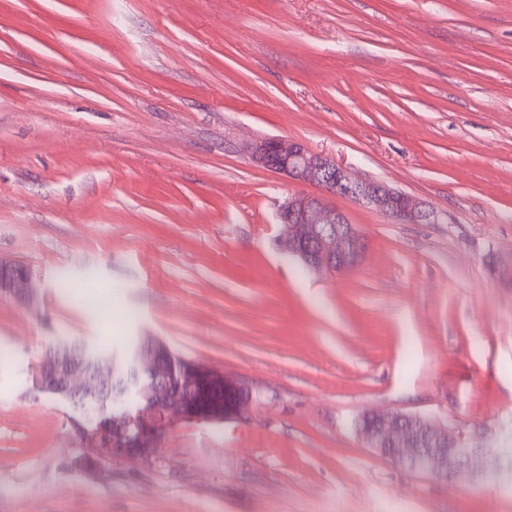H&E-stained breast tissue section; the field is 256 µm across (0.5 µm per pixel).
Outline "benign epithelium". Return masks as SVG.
Instances as JSON below:
<instances>
[{
	"label": "benign epithelium",
	"instance_id": "7a95c632",
	"mask_svg": "<svg viewBox=\"0 0 512 512\" xmlns=\"http://www.w3.org/2000/svg\"><path fill=\"white\" fill-rule=\"evenodd\" d=\"M254 164L297 185H313L316 194H295L278 210V248L306 266L336 272L357 267L367 242L344 211L330 198L351 201L404 224H437L439 215L426 203L374 180L353 177L328 156L313 153L286 138L245 146ZM27 267L0 262V298L30 307L35 303ZM133 372L137 420L114 406L109 396L115 380ZM174 354L160 341H138L123 353L88 348L86 353L52 348L33 376L37 389L66 401L78 411L77 433L111 455L146 457L158 448V437L173 418L224 421L225 412H242L245 402L226 408L211 400L208 387L224 374L195 363L183 365L178 380ZM357 428L367 444L408 467L452 476L473 465L477 449L468 448L448 431L420 415L367 414Z\"/></svg>",
	"mask_w": 512,
	"mask_h": 512
}]
</instances>
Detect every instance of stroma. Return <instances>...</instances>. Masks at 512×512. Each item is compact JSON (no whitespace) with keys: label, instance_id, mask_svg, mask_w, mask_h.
Returning <instances> with one entry per match:
<instances>
[{"label":"stroma","instance_id":"stroma-1","mask_svg":"<svg viewBox=\"0 0 512 512\" xmlns=\"http://www.w3.org/2000/svg\"><path fill=\"white\" fill-rule=\"evenodd\" d=\"M285 137L425 201L337 207L368 242L281 253ZM0 512H512V0H0ZM157 339L248 394L146 458L81 440L32 369L60 335ZM422 415L490 448L441 478L356 429ZM31 275L27 267L0 262V298L25 307L33 306L35 295L30 288Z\"/></svg>","mask_w":512,"mask_h":512}]
</instances>
